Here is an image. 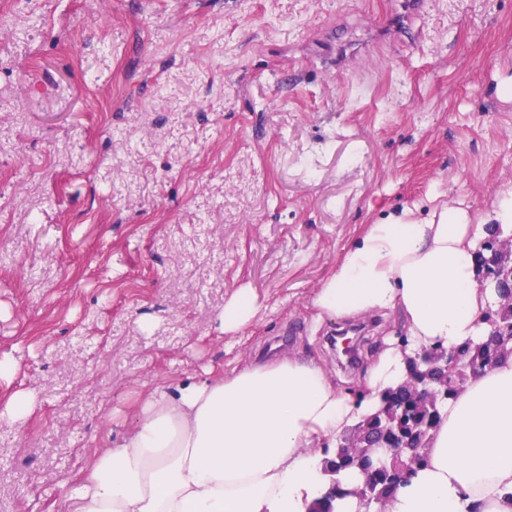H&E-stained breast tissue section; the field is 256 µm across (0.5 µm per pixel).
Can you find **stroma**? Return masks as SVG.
Listing matches in <instances>:
<instances>
[{
  "label": "stroma",
  "instance_id": "stroma-1",
  "mask_svg": "<svg viewBox=\"0 0 512 512\" xmlns=\"http://www.w3.org/2000/svg\"><path fill=\"white\" fill-rule=\"evenodd\" d=\"M425 2L0 0V400L34 396L0 420V512H67L173 377L288 352L352 390L402 336L383 318L349 369L346 320L310 318L355 231L491 224L512 188V0ZM255 317L254 299L246 288L238 289L225 303L220 314L224 333H235L252 322ZM33 397L26 391L15 392L0 410L1 420L4 418L19 421L31 413L33 408Z\"/></svg>",
  "mask_w": 512,
  "mask_h": 512
}]
</instances>
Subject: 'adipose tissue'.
I'll list each match as a JSON object with an SVG mask.
<instances>
[{
    "instance_id": "adipose-tissue-1",
    "label": "adipose tissue",
    "mask_w": 512,
    "mask_h": 512,
    "mask_svg": "<svg viewBox=\"0 0 512 512\" xmlns=\"http://www.w3.org/2000/svg\"><path fill=\"white\" fill-rule=\"evenodd\" d=\"M487 227L463 207L367 225L308 308L315 321L381 312L403 320L357 392L296 354L177 377L132 406L134 426L64 484L68 512H306L327 490L324 448L376 413L414 352L479 343L495 289L476 280ZM426 464L389 512H512V356L441 411Z\"/></svg>"
}]
</instances>
